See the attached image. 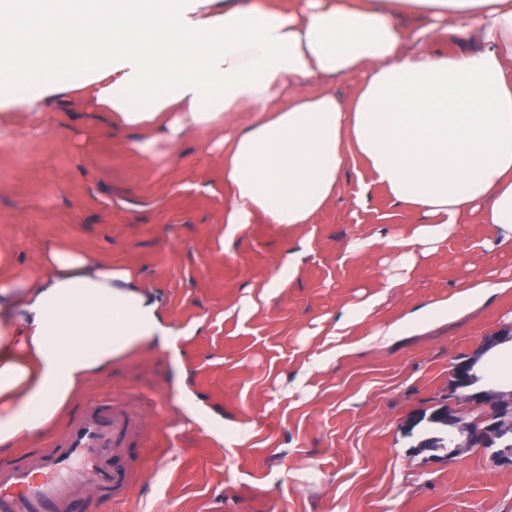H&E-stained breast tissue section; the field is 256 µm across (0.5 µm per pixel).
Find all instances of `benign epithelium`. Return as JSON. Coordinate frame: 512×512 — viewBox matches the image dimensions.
Listing matches in <instances>:
<instances>
[{
  "instance_id": "obj_1",
  "label": "benign epithelium",
  "mask_w": 512,
  "mask_h": 512,
  "mask_svg": "<svg viewBox=\"0 0 512 512\" xmlns=\"http://www.w3.org/2000/svg\"><path fill=\"white\" fill-rule=\"evenodd\" d=\"M474 358L467 357L453 364L451 382L448 392H453L457 385L467 383V375L472 373ZM485 409V416L478 420L464 423L455 419L450 444L454 448H476L485 450L497 445L498 432L512 425V389L509 391L491 390L484 393L480 401Z\"/></svg>"
}]
</instances>
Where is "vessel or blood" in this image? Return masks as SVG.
Here are the masks:
<instances>
[{
    "instance_id": "1",
    "label": "vessel or blood",
    "mask_w": 512,
    "mask_h": 512,
    "mask_svg": "<svg viewBox=\"0 0 512 512\" xmlns=\"http://www.w3.org/2000/svg\"><path fill=\"white\" fill-rule=\"evenodd\" d=\"M135 420L118 399L88 402L43 448L0 461V512H102L135 483L118 456L134 447Z\"/></svg>"
}]
</instances>
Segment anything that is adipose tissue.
Returning a JSON list of instances; mask_svg holds the SVG:
<instances>
[{
    "label": "adipose tissue",
    "mask_w": 512,
    "mask_h": 512,
    "mask_svg": "<svg viewBox=\"0 0 512 512\" xmlns=\"http://www.w3.org/2000/svg\"><path fill=\"white\" fill-rule=\"evenodd\" d=\"M406 2L397 15L386 0H298L288 11L267 0H0V103L33 109L89 90L138 132L133 148L147 161L187 130L229 127L217 144L228 224L314 223L360 161L422 217L399 242L405 260L474 216L512 247V0ZM442 39L452 53L434 50ZM353 76L352 97L326 85ZM243 110L252 122L231 130ZM44 264L0 285L1 454L45 432L89 376L177 338L129 267L61 244ZM495 288L475 281L383 336ZM376 304L348 308L303 375L352 353L342 338Z\"/></svg>",
    "instance_id": "adipose-tissue-1"
}]
</instances>
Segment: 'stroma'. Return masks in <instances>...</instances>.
Listing matches in <instances>:
<instances>
[{
	"label": "stroma",
	"mask_w": 512,
	"mask_h": 512,
	"mask_svg": "<svg viewBox=\"0 0 512 512\" xmlns=\"http://www.w3.org/2000/svg\"><path fill=\"white\" fill-rule=\"evenodd\" d=\"M210 137L190 132L146 161L134 132L86 95L0 111V280L43 273L46 249L71 244L136 270L187 333L178 351L130 352L69 408L112 395L139 414L126 462L145 470L130 501L106 512H512V470L490 452L419 450L406 435L411 416L445 403L459 357L478 356L480 376H512V341L483 348L512 332V250L494 226L459 225L406 268L394 241L421 218L371 185L361 163L314 223L231 226ZM360 240L371 248L352 251ZM292 254L297 275L271 287ZM475 277L506 289L393 342L375 339ZM372 296L378 305L352 330L358 350L297 384L326 329ZM181 374L207 422L177 403Z\"/></svg>",
	"instance_id": "stroma-1"
}]
</instances>
